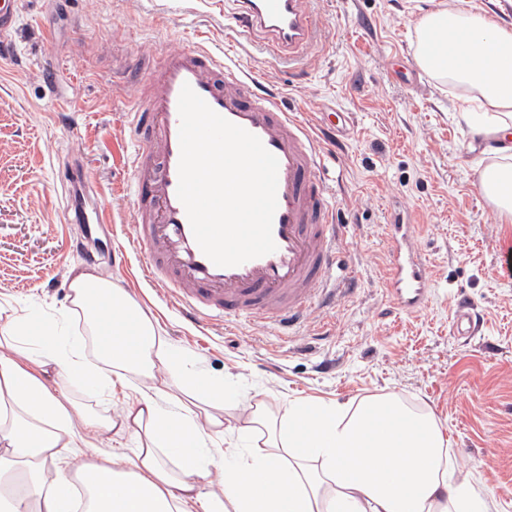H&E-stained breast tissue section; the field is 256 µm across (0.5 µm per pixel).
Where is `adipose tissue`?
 <instances>
[{
	"mask_svg": "<svg viewBox=\"0 0 512 512\" xmlns=\"http://www.w3.org/2000/svg\"><path fill=\"white\" fill-rule=\"evenodd\" d=\"M451 31L466 41L449 45ZM415 40L421 67L477 103L472 130L494 158L480 188L512 220V26L443 7ZM69 289L51 319L0 308V512H488L433 413L395 394L276 413L255 402L234 428L240 446L216 455L213 435L235 405L223 378L173 350L109 278L80 273ZM53 375L90 394L132 377L140 387L113 415L61 399ZM113 432L134 436L132 454L99 450Z\"/></svg>",
	"mask_w": 512,
	"mask_h": 512,
	"instance_id": "ef3b65f1",
	"label": "adipose tissue"
}]
</instances>
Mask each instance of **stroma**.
<instances>
[{
    "label": "stroma",
    "mask_w": 512,
    "mask_h": 512,
    "mask_svg": "<svg viewBox=\"0 0 512 512\" xmlns=\"http://www.w3.org/2000/svg\"><path fill=\"white\" fill-rule=\"evenodd\" d=\"M452 2L317 0L322 40L303 69L251 48L259 90L301 113L326 148L322 175L346 227L340 265L358 275L350 298L285 336L270 321L187 322L175 297L143 280L125 220L126 112L138 95L125 63L202 40L223 52L230 0H16V26L0 38V303L63 309L91 247L94 273L147 307L240 407L255 396L274 409L398 394L432 410L491 512H512V221L480 191L490 158L459 116L461 88L410 62L416 24ZM334 112L345 116L336 128ZM100 209L111 225L96 223ZM397 213L417 224L432 272L417 315L394 308L381 284L384 226ZM460 294L475 302L477 335L452 329Z\"/></svg>",
    "instance_id": "35a3bbf8"
}]
</instances>
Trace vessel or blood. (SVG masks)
Listing matches in <instances>:
<instances>
[{"mask_svg":"<svg viewBox=\"0 0 512 512\" xmlns=\"http://www.w3.org/2000/svg\"><path fill=\"white\" fill-rule=\"evenodd\" d=\"M224 32L234 55L204 45L172 50L140 81L141 93L128 129L133 204L129 221L135 243L146 255L142 272L152 285L177 294L182 314L203 326L218 319H265L282 327L302 326L314 305L334 308L353 290L354 271L336 277L344 233L320 175L324 152L306 124L278 101L255 89L244 55L252 37L264 40L268 56L296 65L312 62L320 24L316 0H235ZM216 113L257 136L278 160L277 209L272 224L274 252L240 265H215L197 244L179 183L180 116L183 85ZM396 218L386 226L389 263L382 285L407 314L427 309L433 280L412 232ZM472 302L457 298L453 323L458 335L475 330Z\"/></svg>","mask_w":512,"mask_h":512,"instance_id":"obj_1","label":"vessel or blood"}]
</instances>
